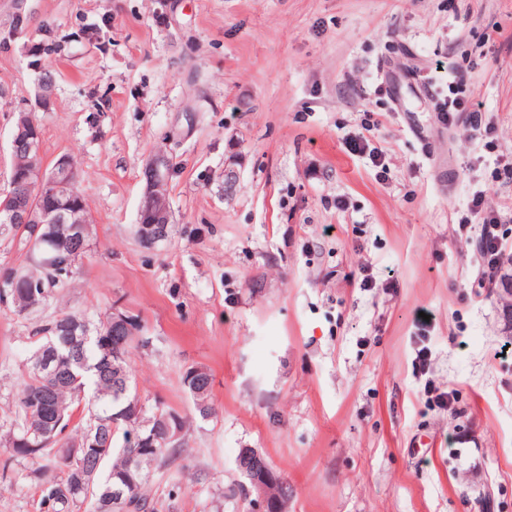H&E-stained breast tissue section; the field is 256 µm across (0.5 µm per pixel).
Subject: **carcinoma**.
Here are the masks:
<instances>
[{"instance_id":"1","label":"carcinoma","mask_w":512,"mask_h":512,"mask_svg":"<svg viewBox=\"0 0 512 512\" xmlns=\"http://www.w3.org/2000/svg\"><path fill=\"white\" fill-rule=\"evenodd\" d=\"M12 169L22 175L40 169L42 158L31 141L19 137L12 144ZM161 160L156 191V211L169 207L166 174L167 157ZM36 191L34 183L15 181L9 191L11 201L26 207ZM58 242L29 245V233H20L30 267L17 277V285L4 282V296L15 303L17 312L45 303L56 291L71 285L78 274L79 261L93 237V228L84 222L81 235L68 233L66 225L56 227ZM32 291L21 294L28 284ZM137 322L123 328L107 316L92 324L81 314H64L47 319L35 328L34 352L19 382L15 420L5 439L13 457H49L51 465L39 481L40 512H75L90 503L93 512H115L112 488H122L123 505L129 512H156V505L144 490L158 469L168 466L179 454L185 417L163 404L148 411L137 407L132 393L129 351L148 344L139 336ZM125 341L121 371L104 360V349L114 337ZM52 344L58 369L47 377L36 369L39 352ZM183 388L193 400L196 416L207 421L215 414L210 401L212 378L203 368L191 367L183 375ZM64 409L65 417L53 434H42L52 405ZM139 459V475L128 478L130 455Z\"/></svg>"}]
</instances>
